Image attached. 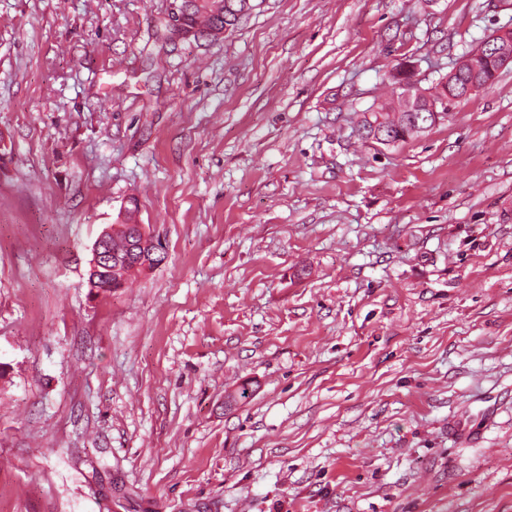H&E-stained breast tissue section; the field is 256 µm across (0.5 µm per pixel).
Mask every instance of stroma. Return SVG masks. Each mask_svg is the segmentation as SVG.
<instances>
[{
  "label": "stroma",
  "instance_id": "35a3bbf8",
  "mask_svg": "<svg viewBox=\"0 0 512 512\" xmlns=\"http://www.w3.org/2000/svg\"><path fill=\"white\" fill-rule=\"evenodd\" d=\"M171 3L0 0V512H512V67L352 132L512 8ZM132 202L165 260L90 291ZM252 1L184 0L187 10L184 23L185 7L183 0H175L167 17L168 28L181 39L194 40L195 32L203 38L214 29L225 28L226 26L230 29L236 26L242 17L253 10ZM238 14L240 15L238 16ZM185 24L194 29L195 32L188 29ZM391 105L392 102H386L381 105H378L375 108H370L360 114L356 127V132L361 141L365 143L368 142L369 135L373 132L372 122H376L378 120V115L384 116L387 119L390 117L389 112H386L385 115L381 114V112H383L385 109L395 112ZM382 132L377 134L376 139L369 140V142L375 146L387 147V145H389V142L386 136H383Z\"/></svg>",
  "mask_w": 512,
  "mask_h": 512
}]
</instances>
